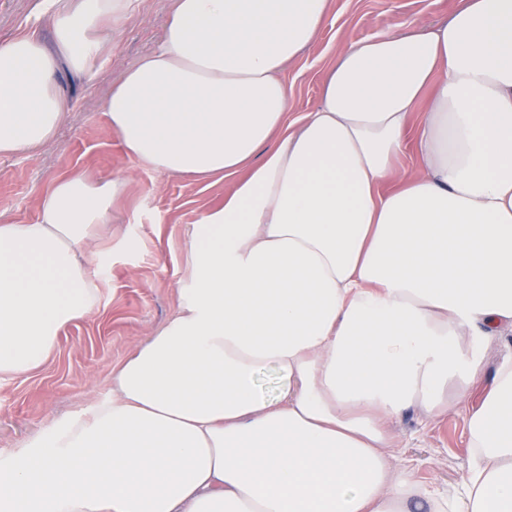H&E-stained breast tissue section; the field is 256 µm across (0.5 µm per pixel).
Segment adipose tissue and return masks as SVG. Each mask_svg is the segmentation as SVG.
Masks as SVG:
<instances>
[{"mask_svg":"<svg viewBox=\"0 0 512 512\" xmlns=\"http://www.w3.org/2000/svg\"><path fill=\"white\" fill-rule=\"evenodd\" d=\"M333 0H174L103 110L127 156L233 177L186 230L164 324L112 394L0 460L8 512H512V0L340 48L288 121L284 74ZM138 0H39L0 42V157L52 141ZM413 148L417 167L399 159ZM132 176L53 179L0 221V378L98 305ZM278 376L275 394L258 385ZM416 413L462 416L458 497L398 454Z\"/></svg>","mask_w":512,"mask_h":512,"instance_id":"ef3b65f1","label":"adipose tissue"}]
</instances>
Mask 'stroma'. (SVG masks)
<instances>
[{
  "label": "stroma",
  "instance_id": "stroma-1",
  "mask_svg": "<svg viewBox=\"0 0 512 512\" xmlns=\"http://www.w3.org/2000/svg\"><path fill=\"white\" fill-rule=\"evenodd\" d=\"M171 0H141V19L129 23L112 64L90 87H77V106L56 145L0 158V216L16 223L37 218L38 200L56 177L89 170L110 178L133 174V194L112 213L109 272L96 311L60 334L50 363L16 379L0 378V459L18 453L53 418L80 413L94 398L109 397L112 370L135 345L165 322L176 287L187 273L185 234L232 186L213 185L138 166L109 130L102 103L122 73L160 39ZM462 0H334L318 39L285 73L289 119L314 109L322 82L341 43L402 33L447 21ZM399 454L419 481L454 494L466 465L464 423L448 416L422 423L408 414L400 425Z\"/></svg>",
  "mask_w": 512,
  "mask_h": 512
}]
</instances>
